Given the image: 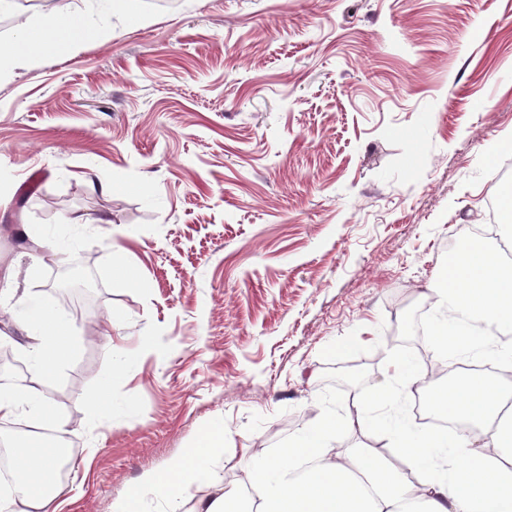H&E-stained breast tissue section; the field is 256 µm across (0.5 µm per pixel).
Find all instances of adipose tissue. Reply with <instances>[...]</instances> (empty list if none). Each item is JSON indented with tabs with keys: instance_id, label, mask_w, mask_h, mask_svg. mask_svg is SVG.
<instances>
[{
	"instance_id": "obj_1",
	"label": "adipose tissue",
	"mask_w": 512,
	"mask_h": 512,
	"mask_svg": "<svg viewBox=\"0 0 512 512\" xmlns=\"http://www.w3.org/2000/svg\"><path fill=\"white\" fill-rule=\"evenodd\" d=\"M87 36L83 19L57 11L24 30L16 39L17 57L38 60L72 56ZM19 328L28 338L24 353L29 370L24 384H0V421L27 411L35 427L12 452L20 478L0 492V512H60L68 494L58 473V450L46 435L57 423L54 408L42 398L58 366L72 353L70 330L41 309H32ZM393 375L361 401L354 423L363 427L364 412L412 393L413 378L399 359ZM449 421L486 429L483 443L464 434L447 437L431 428L424 435L400 433L394 456L371 448H353L340 461L328 453L341 427L335 415L323 413L279 459L254 470L248 478L256 512H512V415H501L500 383L480 372H467L448 392H440ZM224 445L223 429L205 431L173 466L149 473L113 512H139L143 495L164 501L169 512H182L183 490L206 471L210 452Z\"/></svg>"
}]
</instances>
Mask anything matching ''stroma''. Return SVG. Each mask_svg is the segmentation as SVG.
Listing matches in <instances>:
<instances>
[{"mask_svg":"<svg viewBox=\"0 0 512 512\" xmlns=\"http://www.w3.org/2000/svg\"><path fill=\"white\" fill-rule=\"evenodd\" d=\"M59 8L90 27L76 58L11 56L46 7L0 28V336L23 359L28 297L74 331L43 390L74 463L63 512H113L221 425L190 507L322 413L349 419L392 373L387 332L431 306L449 243L493 230L487 203L512 186V0ZM32 230L90 301L46 292L58 262L21 244ZM107 383L111 413L89 416Z\"/></svg>","mask_w":512,"mask_h":512,"instance_id":"1","label":"stroma"}]
</instances>
